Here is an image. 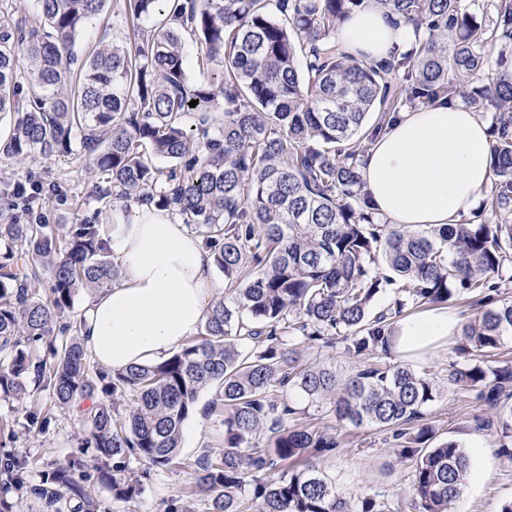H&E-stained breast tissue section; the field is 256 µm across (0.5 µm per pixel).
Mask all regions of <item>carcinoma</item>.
<instances>
[{"instance_id":"obj_1","label":"carcinoma","mask_w":512,"mask_h":512,"mask_svg":"<svg viewBox=\"0 0 512 512\" xmlns=\"http://www.w3.org/2000/svg\"><path fill=\"white\" fill-rule=\"evenodd\" d=\"M107 0H36L29 26L0 4V116L15 114L3 158L25 162L73 152L110 179L93 186L130 209L144 202L181 218L224 274L199 336L168 359L122 371L92 370L81 319L63 323L74 295L119 278L97 224H46L49 188L36 177L3 195L29 222L0 223V399L25 402L22 425L49 428L48 395L65 411L85 400L80 454L33 472L0 448V512L24 500L39 512H104L97 486L131 503L155 469L180 465L182 429L213 386L224 447L205 450L193 484L206 512H390L366 497L356 509L313 458L338 447L301 426L294 390L335 420L393 430L413 462L419 512H452L470 475L455 441L433 443L425 411L440 394L407 364H360L346 378L301 365L302 344L344 343L352 359L391 351L394 321L467 296L479 314L462 325L471 358L452 385L477 391L512 431V365L491 358L512 338V0H376L413 25L412 48L375 63L342 52L336 30L364 0H121L153 33L128 49L112 41L84 56L73 47ZM222 75L192 83L186 39ZM461 101L489 123L494 189L489 211L459 224L411 228L377 218L364 190V143L407 106ZM192 100L196 107L189 106ZM50 271L48 292L36 267ZM393 298L379 304L380 295ZM92 449L93 469L84 460ZM140 464L129 471L131 461Z\"/></svg>"}]
</instances>
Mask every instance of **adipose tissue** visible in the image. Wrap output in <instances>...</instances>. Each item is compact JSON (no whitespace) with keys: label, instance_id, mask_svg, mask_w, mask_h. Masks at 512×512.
Returning <instances> with one entry per match:
<instances>
[{"label":"adipose tissue","instance_id":"ef3b65f1","mask_svg":"<svg viewBox=\"0 0 512 512\" xmlns=\"http://www.w3.org/2000/svg\"><path fill=\"white\" fill-rule=\"evenodd\" d=\"M416 37L412 25L365 0L336 39L346 54L378 62ZM489 148L487 123L458 101L401 113L365 158L378 217L405 225L459 223L492 186ZM109 243L120 277L88 304L84 349L110 370L167 359L201 328L219 288L213 259L178 216L151 205L114 224ZM459 327L457 316L434 308L398 323L392 347L399 354L425 350Z\"/></svg>","mask_w":512,"mask_h":512}]
</instances>
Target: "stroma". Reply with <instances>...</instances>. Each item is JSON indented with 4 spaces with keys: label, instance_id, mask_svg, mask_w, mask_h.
<instances>
[{
    "label": "stroma",
    "instance_id": "1",
    "mask_svg": "<svg viewBox=\"0 0 512 512\" xmlns=\"http://www.w3.org/2000/svg\"><path fill=\"white\" fill-rule=\"evenodd\" d=\"M129 34L124 18L113 4L86 25L75 50L84 53L94 40H125ZM36 175L60 185L62 194L49 202L51 221L55 224H77L92 221L116 223L125 212L121 202L103 206L92 195V185L100 175L89 161L63 153L47 159L13 165L0 162V185ZM461 336H453L435 347L417 354L402 355V363L427 368L440 395L428 407L426 418L436 431L438 440L459 441L467 451L472 468L481 470V482H467L454 506V512H502L512 502V438H504L499 428L481 426L485 408L473 391L449 385L448 374L454 364L464 362ZM214 389L200 392L196 412L184 424L179 456L180 467L157 469L140 497L132 503L112 498L106 489L98 496L104 512H166L171 500L183 498L192 486L193 466L206 448L224 445L221 417L208 414L207 406ZM312 425L327 428L340 441L335 452L317 458V465L331 476L352 503L366 496L388 501L393 512H414L412 508L413 466L400 458L392 431L376 426L353 427L340 422H325L318 413H310ZM11 447L30 456L35 464L67 460L83 443L87 424L81 414H58L48 430L30 433L16 427Z\"/></svg>",
    "mask_w": 512,
    "mask_h": 512
}]
</instances>
